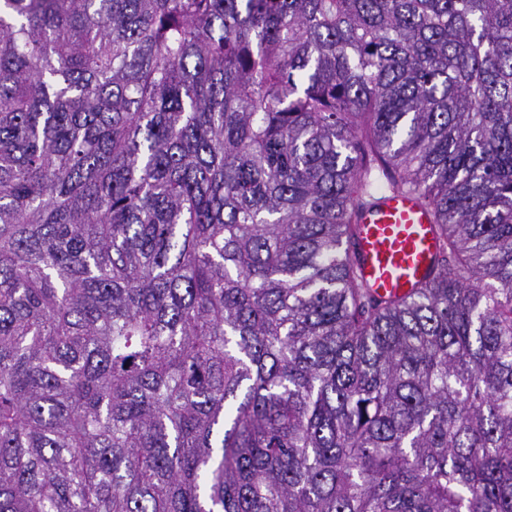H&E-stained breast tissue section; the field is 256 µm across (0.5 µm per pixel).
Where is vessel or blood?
<instances>
[{
    "mask_svg": "<svg viewBox=\"0 0 512 512\" xmlns=\"http://www.w3.org/2000/svg\"><path fill=\"white\" fill-rule=\"evenodd\" d=\"M357 224L353 252L375 295L405 296L431 274L438 239L431 212L416 196L378 191Z\"/></svg>",
    "mask_w": 512,
    "mask_h": 512,
    "instance_id": "1",
    "label": "vessel or blood"
}]
</instances>
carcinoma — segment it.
Masks as SVG:
<instances>
[{
    "label": "carcinoma",
    "mask_w": 512,
    "mask_h": 512,
    "mask_svg": "<svg viewBox=\"0 0 512 512\" xmlns=\"http://www.w3.org/2000/svg\"><path fill=\"white\" fill-rule=\"evenodd\" d=\"M0 512H512V0H0ZM357 221L353 252L375 295L409 294L432 272L438 239L431 212L414 195L380 190Z\"/></svg>",
    "instance_id": "1"
}]
</instances>
